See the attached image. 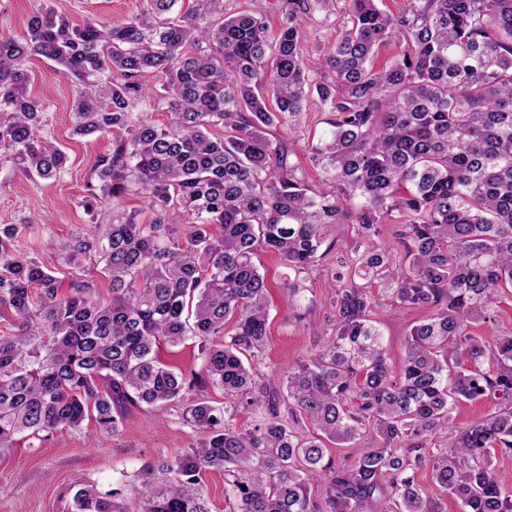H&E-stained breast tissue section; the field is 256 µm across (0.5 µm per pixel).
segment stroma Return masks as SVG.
<instances>
[{
    "label": "stroma",
    "mask_w": 512,
    "mask_h": 512,
    "mask_svg": "<svg viewBox=\"0 0 512 512\" xmlns=\"http://www.w3.org/2000/svg\"><path fill=\"white\" fill-rule=\"evenodd\" d=\"M141 0H53V6L75 25L99 19L121 22L136 14ZM31 90L48 105L43 140L68 157L59 178L42 180L16 169L0 168V224L30 222L19 240L21 250L37 256L63 283L72 277L90 278L101 299H109L107 280L93 260L65 265L48 242L63 244L91 217L82 206L85 183L99 159L110 153L108 135L80 137L73 133L72 84L58 75L53 62L33 59ZM355 236L353 225L334 224L327 229L328 250L309 275L307 311L295 319L282 289L285 270L274 254L257 252L254 262L265 273L270 290V317L265 347L254 365L260 378H279L288 367L307 359L315 345L333 326L332 298L325 284L336 270V260ZM424 312L414 308L384 307L377 313L385 337L387 361L398 367L405 352V337ZM202 399L220 407L224 392L217 387L186 393L184 402L133 410L118 434L84 421L77 429L54 432L44 440L18 438L13 447L0 448V512H73V496L81 484L93 483L100 492H117L127 512H137L132 491L141 470L150 463L173 457L201 438L182 419L185 401Z\"/></svg>",
    "instance_id": "1"
}]
</instances>
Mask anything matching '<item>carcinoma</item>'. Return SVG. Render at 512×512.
Here are the masks:
<instances>
[{"mask_svg":"<svg viewBox=\"0 0 512 512\" xmlns=\"http://www.w3.org/2000/svg\"><path fill=\"white\" fill-rule=\"evenodd\" d=\"M38 2L21 35L0 36V166L44 180L65 170L28 90L31 58H46L75 87L73 133L112 135L82 201L112 218L60 247L69 265L104 262L112 296L78 278L63 291L18 247L29 224H0V317L17 327L0 337V447L92 419L115 434L133 409L212 385L224 408L184 407L202 438L147 466L139 512H211L202 476L214 468L230 512H435L418 481L428 468L459 512H512V476L492 463L512 455V332L473 333L512 294V0H403L395 14L377 0H281L272 35L260 12L213 16L220 0H141L123 22L81 26ZM338 11L336 44L304 56L306 19ZM394 39L403 50L374 68ZM147 97L168 125L132 118ZM311 97L328 112L311 144L318 185L293 142L270 138L297 129ZM130 194L147 199L148 221L117 209ZM395 215L400 263L378 241ZM346 223L357 242L334 274L346 285L330 336L278 383L257 382L243 357L264 345L269 286L254 255H278L299 319L302 275L328 226ZM386 298L433 309L396 370L374 320ZM189 339L206 370L188 380L160 351ZM486 400L493 413L454 425L458 403ZM239 408L260 420L237 430L224 414ZM329 441L354 447L350 462ZM74 502L126 512L92 485Z\"/></svg>","mask_w":512,"mask_h":512,"instance_id":"cac0c4a2","label":"carcinoma"}]
</instances>
